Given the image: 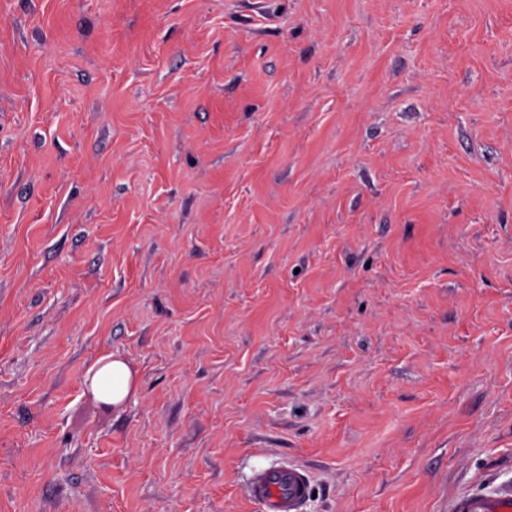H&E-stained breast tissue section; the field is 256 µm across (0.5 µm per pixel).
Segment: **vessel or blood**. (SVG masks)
<instances>
[{
    "instance_id": "b4317fda",
    "label": "vessel or blood",
    "mask_w": 512,
    "mask_h": 512,
    "mask_svg": "<svg viewBox=\"0 0 512 512\" xmlns=\"http://www.w3.org/2000/svg\"><path fill=\"white\" fill-rule=\"evenodd\" d=\"M308 494V476L299 466L266 468L251 482V496L261 512H299ZM452 512H512V488L485 486L457 498Z\"/></svg>"
}]
</instances>
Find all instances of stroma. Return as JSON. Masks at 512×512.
Here are the masks:
<instances>
[{"instance_id":"1","label":"stroma","mask_w":512,"mask_h":512,"mask_svg":"<svg viewBox=\"0 0 512 512\" xmlns=\"http://www.w3.org/2000/svg\"><path fill=\"white\" fill-rule=\"evenodd\" d=\"M283 460L300 512L512 486V0H0V512ZM102 358L87 376L95 396L106 404L120 405L136 387V378L121 359Z\"/></svg>"}]
</instances>
